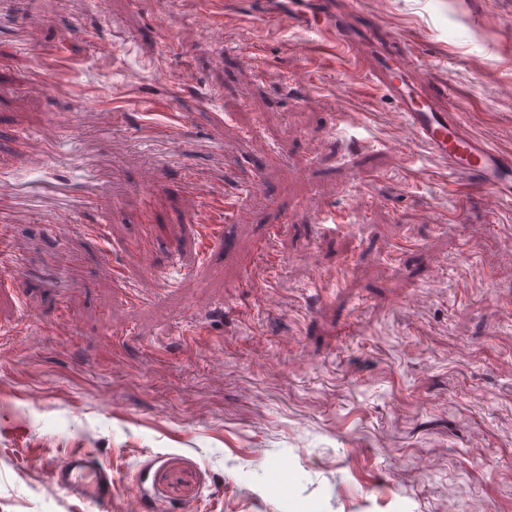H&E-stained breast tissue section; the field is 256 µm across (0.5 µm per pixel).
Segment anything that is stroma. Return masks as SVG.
Wrapping results in <instances>:
<instances>
[{"label": "stroma", "instance_id": "1", "mask_svg": "<svg viewBox=\"0 0 512 512\" xmlns=\"http://www.w3.org/2000/svg\"><path fill=\"white\" fill-rule=\"evenodd\" d=\"M205 5L59 0L49 20L16 0L0 22V177L78 189L90 155L107 175L98 208L47 198L7 229L22 265L0 267V512H96L52 479L77 449L149 512H444L451 487L457 512H512V215L449 194L377 77L415 51L416 92L512 154V11L387 0L355 69L300 53L361 35L344 0L309 28L235 10L205 27ZM40 47L68 62L49 86ZM132 87L170 99L185 142L162 113L145 125ZM200 174L218 193L259 176L268 195L209 232L185 203ZM364 186L374 201L351 212ZM116 271L150 300L113 292Z\"/></svg>", "mask_w": 512, "mask_h": 512}]
</instances>
